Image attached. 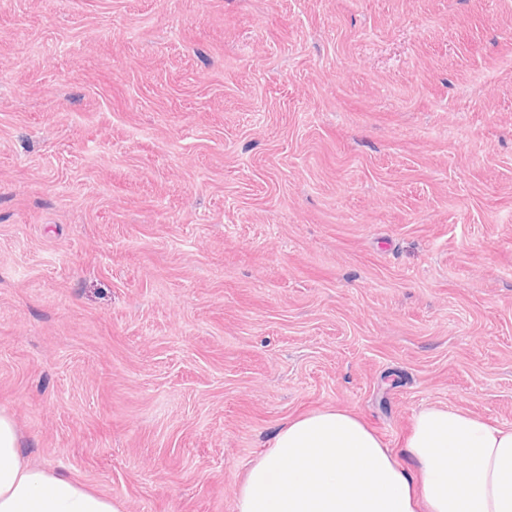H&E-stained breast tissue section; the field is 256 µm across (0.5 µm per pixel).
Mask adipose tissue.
<instances>
[{"label":"adipose tissue","mask_w":512,"mask_h":512,"mask_svg":"<svg viewBox=\"0 0 512 512\" xmlns=\"http://www.w3.org/2000/svg\"><path fill=\"white\" fill-rule=\"evenodd\" d=\"M395 453L362 418L301 414L250 464L237 512H512V426L448 406L420 409ZM0 512H123L62 473L27 465L0 409Z\"/></svg>","instance_id":"1"}]
</instances>
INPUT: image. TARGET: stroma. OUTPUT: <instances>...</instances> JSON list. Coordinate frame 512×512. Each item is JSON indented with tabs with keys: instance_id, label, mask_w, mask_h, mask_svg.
<instances>
[{
	"instance_id": "1",
	"label": "stroma",
	"mask_w": 512,
	"mask_h": 512,
	"mask_svg": "<svg viewBox=\"0 0 512 512\" xmlns=\"http://www.w3.org/2000/svg\"><path fill=\"white\" fill-rule=\"evenodd\" d=\"M512 425V0H0V408L124 512H236L289 418Z\"/></svg>"
}]
</instances>
